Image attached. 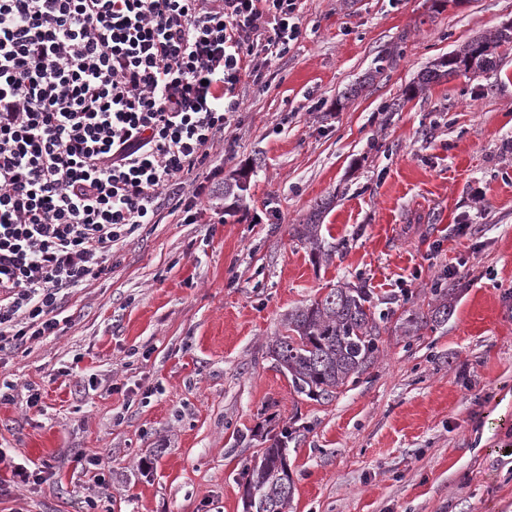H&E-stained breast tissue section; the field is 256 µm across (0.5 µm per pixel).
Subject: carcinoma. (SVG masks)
I'll return each instance as SVG.
<instances>
[{
    "mask_svg": "<svg viewBox=\"0 0 512 512\" xmlns=\"http://www.w3.org/2000/svg\"><path fill=\"white\" fill-rule=\"evenodd\" d=\"M499 49L512 50V24L472 40L458 53L438 58L420 74L417 89L453 75V59L468 70H490L496 66ZM325 209L327 206L319 205L306 223L294 227V237L310 244L315 253L321 252L318 227ZM431 295L425 309L413 303L400 312L392 308L378 311L365 289L338 285L288 312L282 330L271 341L270 355L279 370L290 377L296 394L328 402L375 364L381 331L388 330V325H393V332L400 336L414 337L448 320L452 309L448 289L433 288ZM290 436L288 428H283L257 462L244 466L246 512H286L294 494L287 462Z\"/></svg>",
    "mask_w": 512,
    "mask_h": 512,
    "instance_id": "obj_1",
    "label": "carcinoma"
}]
</instances>
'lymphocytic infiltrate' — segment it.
Wrapping results in <instances>:
<instances>
[{
    "instance_id": "lymphocytic-infiltrate-1",
    "label": "lymphocytic infiltrate",
    "mask_w": 512,
    "mask_h": 512,
    "mask_svg": "<svg viewBox=\"0 0 512 512\" xmlns=\"http://www.w3.org/2000/svg\"><path fill=\"white\" fill-rule=\"evenodd\" d=\"M297 0H0V350L57 335L71 293L175 205L298 32Z\"/></svg>"
}]
</instances>
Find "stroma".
<instances>
[{
	"label": "stroma",
	"instance_id": "obj_1",
	"mask_svg": "<svg viewBox=\"0 0 512 512\" xmlns=\"http://www.w3.org/2000/svg\"><path fill=\"white\" fill-rule=\"evenodd\" d=\"M298 17L238 87L197 223L143 225L60 335L0 352L17 392L0 446L52 472L0 512H244L242 469L284 427L287 512H512V51L405 94L512 23V0H299ZM326 199L318 260L293 227ZM438 281L447 323L383 336L332 401L296 394L268 353L288 310L337 284L424 306Z\"/></svg>",
	"mask_w": 512,
	"mask_h": 512
}]
</instances>
